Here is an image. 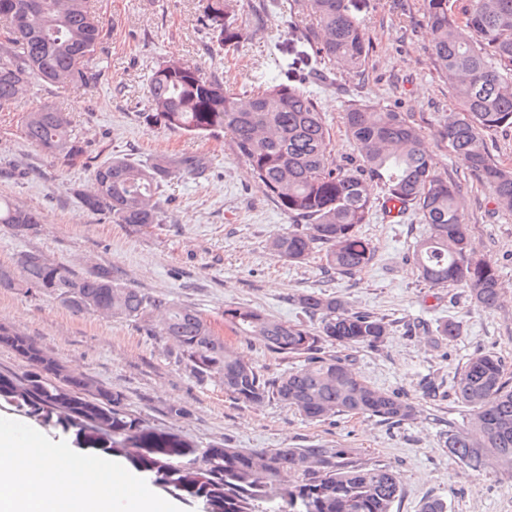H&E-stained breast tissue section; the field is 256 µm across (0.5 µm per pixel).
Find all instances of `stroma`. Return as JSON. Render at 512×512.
Instances as JSON below:
<instances>
[{
	"label": "stroma",
	"instance_id": "obj_1",
	"mask_svg": "<svg viewBox=\"0 0 512 512\" xmlns=\"http://www.w3.org/2000/svg\"><path fill=\"white\" fill-rule=\"evenodd\" d=\"M107 35L93 64L96 85L30 86L21 104L0 112V166L24 168L21 178H0V197L36 210L35 232L24 238L0 228V266L19 252L38 250L82 271L111 266L121 282L168 302H189L214 333L274 380L300 366L297 358L265 349L236 335L226 308L249 306L283 321L308 322L296 297L316 291L343 300L390 325L384 343L350 347L326 344L371 387L414 408L411 419L388 423L368 414L310 421L276 400L248 405L224 391L219 377L196 376L170 342L149 335L140 323L96 314L73 315L36 291L0 288V325L51 351L74 373L120 392L145 428L173 430L201 447L216 444L247 452L324 445L347 449L363 465L389 466L402 491L392 512H420L427 499L443 498L448 512H512V471L474 472L448 450L452 430L466 426L470 409L455 394L454 377L477 352L496 355L512 377V211L500 208L466 161L439 130L456 107L452 89L434 65L423 18V0H356L369 54L362 75L322 71L313 20L303 5L289 13L280 0H232L239 16L264 4L238 50L212 49L199 21L198 0H90ZM179 57L218 75L232 90L270 78L310 92L331 135L336 164L356 163L358 151L344 115L357 104L402 112L425 140L442 177L460 187L457 202L476 257L499 275L496 307H476L465 285L434 288L414 261L426 226L407 210L389 221L375 205L358 234L373 258L349 275L331 270L324 252L292 264L269 247L294 221L250 174L228 137H192L148 127L142 112L149 78L158 61ZM51 105L69 113L83 157L69 165L53 160L24 135L27 111ZM160 154L197 156L206 171L176 178L165 189L164 224L137 229L86 210L78 192L96 165L111 157L146 161ZM454 337L441 333L445 323ZM179 404L186 415L172 417Z\"/></svg>",
	"mask_w": 512,
	"mask_h": 512
}]
</instances>
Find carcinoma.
<instances>
[{"label":"carcinoma","mask_w":512,"mask_h":512,"mask_svg":"<svg viewBox=\"0 0 512 512\" xmlns=\"http://www.w3.org/2000/svg\"><path fill=\"white\" fill-rule=\"evenodd\" d=\"M203 26L217 48L247 39L229 0H199ZM316 22L319 54L331 65L358 73L369 46L350 0H305ZM434 63L452 79L457 108L439 134L488 186L497 204L512 210V170L488 150L485 135L512 129V0H423ZM105 38L90 0H0V111L12 110L34 82L95 85L90 66ZM150 127L192 136L228 134L237 156L280 208L304 224L271 240L272 249L301 263L320 249L330 269L355 274L373 252L355 228L375 207L373 185L384 201L418 212L428 226L415 249L422 279L433 287L458 283L473 302L497 305L498 275L474 257L458 205L459 187L440 176L425 152L420 131L401 112L359 104L345 113L359 163L338 166L331 138L311 95L268 80L243 94L181 59L154 67L148 105ZM26 139L45 155L67 164L82 155L66 113L43 106L27 116ZM202 159L158 156L145 162L113 157L93 169L92 186L80 193L83 207L103 212L115 224L135 228L163 224L164 188L175 177H200ZM39 214L0 198V224L26 237ZM26 287L46 294L75 314L112 310L167 338L194 373L222 377L224 392L245 404L275 399L311 421L336 414L365 413L400 422L411 404L362 381L346 362L320 355L326 341L375 345L389 325L369 313L316 291L298 305L319 320L311 331L301 322L276 319L252 307L224 309V320L240 336L258 339L274 353L305 357L306 363L276 380L216 336L191 304L163 302L133 288L110 266L80 273L40 251H22L14 266H0V288ZM0 346L12 350L28 370L19 379L0 374V401L64 432H75L96 455L124 458L168 494L197 502L202 512H391L400 480L389 467L365 466L344 448H274L250 453L238 448L191 446L170 431H151L131 413L121 393L71 372L32 339L0 326ZM461 403L471 408L468 427L448 435L460 463L480 472L488 466L512 470V379L490 353L467 359L455 377Z\"/></svg>","instance_id":"1"}]
</instances>
